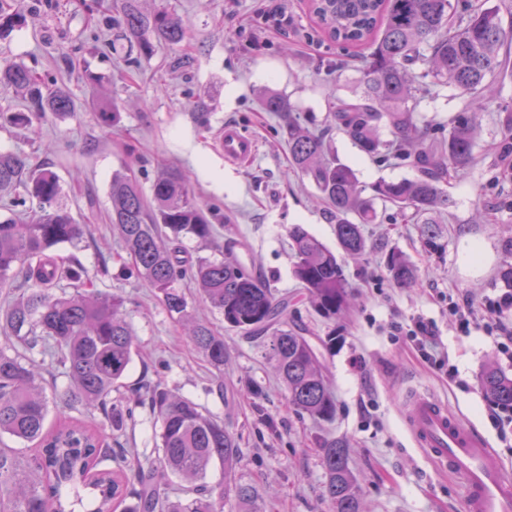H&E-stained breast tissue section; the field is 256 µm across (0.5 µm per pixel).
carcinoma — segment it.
<instances>
[{
    "label": "carcinoma",
    "mask_w": 512,
    "mask_h": 512,
    "mask_svg": "<svg viewBox=\"0 0 512 512\" xmlns=\"http://www.w3.org/2000/svg\"><path fill=\"white\" fill-rule=\"evenodd\" d=\"M310 6L334 43L372 42L352 97L331 113L336 129L370 157L411 161L418 176L380 180L365 193L350 166L324 156L323 137L300 126L295 107L267 92L264 110L287 117L292 166L314 182L329 204L345 254L372 250L363 225L377 222L378 202L409 212L424 225L425 245L437 248L434 214L448 206L441 184L476 164L474 115L497 97L495 75L512 64V21L504 24L500 7L482 0H310ZM113 22L140 55L151 54L155 40L178 44L185 37L184 22L173 10L146 11L142 0H120L119 18ZM23 25L24 15L0 4V38ZM0 81L26 98L23 109L0 111V128L23 130L45 112L71 111L69 92L47 83L34 69L9 65L0 70ZM440 86L468 102L451 120L448 135L438 138L418 125L416 112ZM97 108L101 124L110 126L112 100L100 99ZM19 188L23 193L11 206L25 208L30 220H0V288L15 295L0 311V335L7 340L0 346V512H224L228 501L245 506V512H261L258 490L236 477L241 449L224 423L160 383L145 399L138 394L112 399L134 355L125 300L84 289L81 260L55 256V247L84 236L82 225L56 205V174L32 167L26 156L0 154V192ZM110 201V223L133 269L171 314L179 320L189 317L178 288L188 277L200 300L228 327L263 340L288 401L298 411L318 421L335 417L336 402L315 349L303 327H288V300L275 299L264 277L233 258L192 263L184 257L183 238L208 243L215 229L181 170L162 172L149 198L132 172H116ZM288 238L294 277L318 312L336 316L351 296L342 262L300 224L288 228ZM385 265L399 287L415 286L416 270L401 251L389 250ZM63 282L74 291L61 289ZM187 336L216 370L213 379L223 385L224 337L204 320L193 321ZM34 353L66 370L70 390L65 405H81L86 421L46 429L49 399ZM479 382L493 401L512 408V378L488 368ZM145 401L160 422V433L155 456L142 458L112 447L104 427L126 431ZM5 436L33 443L40 452L24 458L3 443ZM318 445L331 512H361L348 442L322 438ZM214 467L221 479L210 485L206 478Z\"/></svg>",
    "instance_id": "cac0c4a2"
}]
</instances>
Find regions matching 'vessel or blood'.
I'll list each match as a JSON object with an SVG mask.
<instances>
[{
    "label": "vessel or blood",
    "mask_w": 512,
    "mask_h": 512,
    "mask_svg": "<svg viewBox=\"0 0 512 512\" xmlns=\"http://www.w3.org/2000/svg\"><path fill=\"white\" fill-rule=\"evenodd\" d=\"M222 151L229 160H250L255 141L236 126H225ZM406 428L415 445L465 483V512H512V477L489 462L485 440L423 390L403 401Z\"/></svg>",
    "instance_id": "1"
}]
</instances>
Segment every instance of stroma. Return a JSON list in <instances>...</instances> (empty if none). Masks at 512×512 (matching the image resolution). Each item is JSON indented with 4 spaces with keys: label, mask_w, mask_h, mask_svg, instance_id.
Here are the masks:
<instances>
[{
    "label": "stroma",
    "mask_w": 512,
    "mask_h": 512,
    "mask_svg": "<svg viewBox=\"0 0 512 512\" xmlns=\"http://www.w3.org/2000/svg\"><path fill=\"white\" fill-rule=\"evenodd\" d=\"M7 2L26 22L0 39V67L16 63L47 74L69 91L72 109L67 116L45 114L28 131L0 130V152L25 154L57 175L58 204L85 225L86 235L78 245L57 246L56 254L77 255L95 288L125 298L137 342L127 384H162L223 421L239 438L238 479L268 492L264 512H329L317 445L326 437L350 443L363 512H464L460 480L436 466L406 429L402 399L414 389H427L448 404L512 475V427L498 429V406L479 386L489 367L512 377V363L494 337L464 334L448 314L449 295L478 301L498 293L505 287L500 272L512 265V157L502 152V119L512 111L511 73L498 75L499 94L477 116L478 163L442 186L449 204L438 216V249L425 247L420 225L394 209H380L379 223L364 227L376 251L344 260L353 300L327 318L293 275L288 229L303 225L334 250L335 225L315 184L293 170L285 122L264 111L260 95L269 89L286 97L300 123L325 131L330 154L350 165L362 185L414 178L410 162L372 159L328 117L336 98L360 77V48L343 49L324 38L306 0H288L292 24L285 30L262 17L276 0H147L149 10L175 7L186 35L134 61L117 30L89 14L92 0ZM185 52L193 56L188 72L169 71ZM103 95L117 106L109 129L95 109ZM200 99L210 112L207 132L194 118ZM460 104L451 89L435 88L418 119L433 135L445 134ZM227 124L254 138L248 163H228L217 150L213 133ZM128 165L146 190L160 171L180 168L199 203L213 208L215 240L204 245L184 238L190 259L217 256L220 245L236 241V258L261 273L276 298H287L288 321L306 328L334 392L332 422L318 424L299 414L263 343L225 327L185 281L189 314L209 321L224 337V385L213 384L211 368L153 289L123 269L122 243L108 219L109 186L113 173ZM474 247L481 249L482 263L464 264L462 254ZM392 248L415 267V287H398L390 277L384 255ZM417 317L434 322L433 344L448 355L442 367L424 361L408 340ZM330 336L336 346L329 351L321 342Z\"/></svg>",
    "instance_id": "stroma-1"
}]
</instances>
